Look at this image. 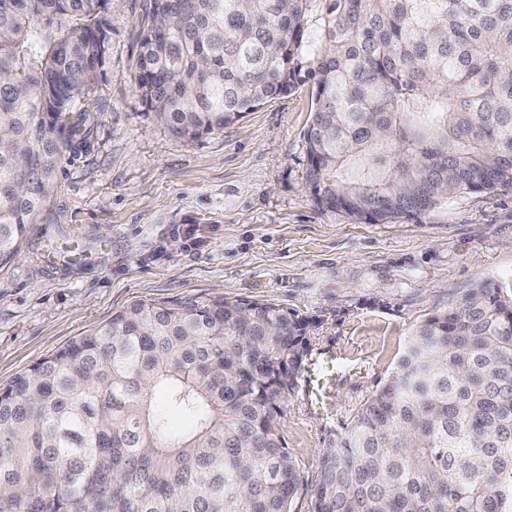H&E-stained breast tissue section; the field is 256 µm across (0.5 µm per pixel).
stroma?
I'll use <instances>...</instances> for the list:
<instances>
[{"mask_svg":"<svg viewBox=\"0 0 512 512\" xmlns=\"http://www.w3.org/2000/svg\"><path fill=\"white\" fill-rule=\"evenodd\" d=\"M145 5L111 0L98 124L64 150L38 224L0 269V383L137 299L219 294L316 318L310 354L335 353L331 395L311 404L297 375L280 419L301 476L292 510L308 512L323 448L395 369L413 325L479 283H512V193L387 224L319 209L305 180L307 87L199 141L172 137L134 85Z\"/></svg>","mask_w":512,"mask_h":512,"instance_id":"35a3bbf8","label":"stroma"}]
</instances>
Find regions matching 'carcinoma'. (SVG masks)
<instances>
[{
  "mask_svg": "<svg viewBox=\"0 0 512 512\" xmlns=\"http://www.w3.org/2000/svg\"><path fill=\"white\" fill-rule=\"evenodd\" d=\"M110 2L0 0V268L94 124ZM146 2L134 84L178 139L309 84L319 208L386 224L512 192V0ZM315 325L221 295L131 303L0 385V512H291L281 402ZM308 512H512V288L414 328Z\"/></svg>",
  "mask_w": 512,
  "mask_h": 512,
  "instance_id": "obj_1",
  "label": "carcinoma"
}]
</instances>
